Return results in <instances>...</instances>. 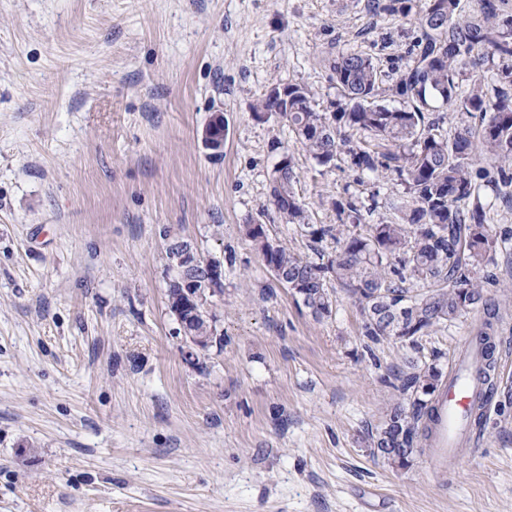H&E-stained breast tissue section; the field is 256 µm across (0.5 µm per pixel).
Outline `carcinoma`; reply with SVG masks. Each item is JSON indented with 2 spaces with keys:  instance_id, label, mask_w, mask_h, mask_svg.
<instances>
[{
  "instance_id": "1",
  "label": "carcinoma",
  "mask_w": 512,
  "mask_h": 512,
  "mask_svg": "<svg viewBox=\"0 0 512 512\" xmlns=\"http://www.w3.org/2000/svg\"><path fill=\"white\" fill-rule=\"evenodd\" d=\"M370 2L375 12L409 17L419 28L405 66L386 70L369 54L338 49L328 61L336 95L327 108H319L311 88L290 84L288 102L266 92L253 110L258 120L279 114L317 165L342 160L384 188L371 192L368 205L328 200L336 226L318 227L309 223L289 159L271 175L269 205L281 223L309 237L318 260L271 241L259 220L240 232L315 317L331 315L334 280L361 307L370 341L395 337L416 347L419 338L486 305L477 273L500 249L488 194L512 199V0H424L415 14L412 0ZM381 198L395 216L367 223ZM328 236L340 249L326 260L317 244ZM210 272V263L189 258L169 284L168 302L172 313L192 317L198 335L221 346L224 337L184 295L186 287H207ZM411 279L420 288L406 286ZM441 385L431 364L406 375L409 403H395L371 436L373 456L409 467Z\"/></svg>"
}]
</instances>
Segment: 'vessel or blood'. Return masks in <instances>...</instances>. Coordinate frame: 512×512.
<instances>
[{
  "mask_svg": "<svg viewBox=\"0 0 512 512\" xmlns=\"http://www.w3.org/2000/svg\"><path fill=\"white\" fill-rule=\"evenodd\" d=\"M486 363L483 347L472 339L454 358V367L443 387L427 442L429 460L440 474L455 471L462 448L480 445L469 428V417L474 405L485 399L483 370Z\"/></svg>",
  "mask_w": 512,
  "mask_h": 512,
  "instance_id": "1",
  "label": "vessel or blood"
}]
</instances>
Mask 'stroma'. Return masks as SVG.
I'll use <instances>...</instances> for the list:
<instances>
[{
  "label": "stroma",
  "instance_id": "stroma-1",
  "mask_svg": "<svg viewBox=\"0 0 512 512\" xmlns=\"http://www.w3.org/2000/svg\"><path fill=\"white\" fill-rule=\"evenodd\" d=\"M366 4L0 0V512H512V208L491 211L487 309L415 347L368 340L334 283L315 319L239 231L262 218L311 256L262 211L285 154L311 223H335L327 198L367 199L252 116L279 84L334 96L337 50L405 57L417 28ZM176 242L224 264L207 302L224 345L192 358L167 299ZM490 312L509 362L476 451L444 477L423 444L405 469L373 457L412 363L448 372Z\"/></svg>",
  "mask_w": 512,
  "mask_h": 512
}]
</instances>
